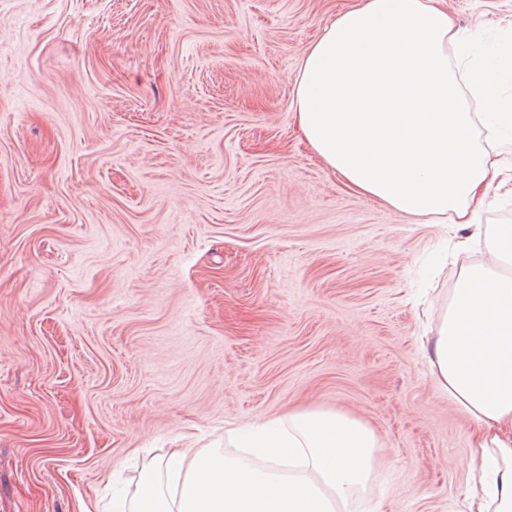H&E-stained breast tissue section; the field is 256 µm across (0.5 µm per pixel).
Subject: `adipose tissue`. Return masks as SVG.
Returning a JSON list of instances; mask_svg holds the SVG:
<instances>
[{"label":"adipose tissue","instance_id":"adipose-tissue-1","mask_svg":"<svg viewBox=\"0 0 512 512\" xmlns=\"http://www.w3.org/2000/svg\"><path fill=\"white\" fill-rule=\"evenodd\" d=\"M294 110L348 189L451 223L458 251L486 241L422 349L469 421L465 512H512V225L477 224L472 209L512 184V165L487 147L512 139V53L475 48L442 0H360L303 56ZM232 441L262 466L173 448L132 496L113 497V512H337L378 446L366 422L316 407L234 429Z\"/></svg>","mask_w":512,"mask_h":512}]
</instances>
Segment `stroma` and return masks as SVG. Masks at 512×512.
Segmentation results:
<instances>
[{
  "label": "stroma",
  "mask_w": 512,
  "mask_h": 512,
  "mask_svg": "<svg viewBox=\"0 0 512 512\" xmlns=\"http://www.w3.org/2000/svg\"><path fill=\"white\" fill-rule=\"evenodd\" d=\"M357 0H0V512H110L170 448L290 408L374 429L347 512H463L429 374L441 224L298 137L301 60ZM477 45L512 0H446Z\"/></svg>",
  "instance_id": "35a3bbf8"
}]
</instances>
